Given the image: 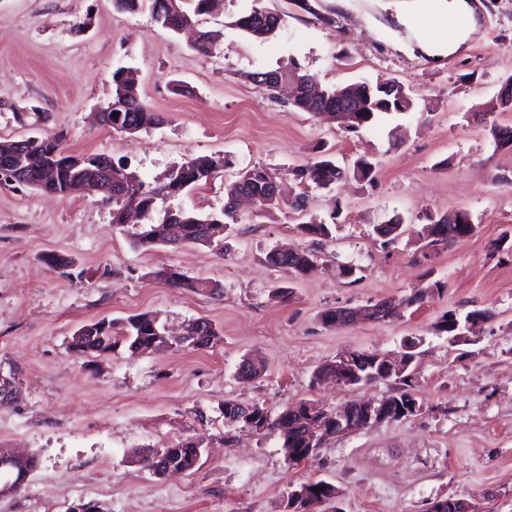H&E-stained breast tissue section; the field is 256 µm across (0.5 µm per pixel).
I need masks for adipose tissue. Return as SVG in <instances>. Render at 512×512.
I'll return each mask as SVG.
<instances>
[{"instance_id":"1","label":"adipose tissue","mask_w":512,"mask_h":512,"mask_svg":"<svg viewBox=\"0 0 512 512\" xmlns=\"http://www.w3.org/2000/svg\"><path fill=\"white\" fill-rule=\"evenodd\" d=\"M469 0H417L408 6L405 22L422 31L421 48L428 56L453 53L475 30Z\"/></svg>"}]
</instances>
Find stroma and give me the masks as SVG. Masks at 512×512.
Masks as SVG:
<instances>
[{
    "label": "stroma",
    "mask_w": 512,
    "mask_h": 512,
    "mask_svg": "<svg viewBox=\"0 0 512 512\" xmlns=\"http://www.w3.org/2000/svg\"><path fill=\"white\" fill-rule=\"evenodd\" d=\"M255 5L281 18L265 41L234 25ZM401 5L223 0L199 18L200 29L221 33L205 55L146 8L0 0V136L61 132L69 150L112 156L149 182L191 156L231 160L215 179L158 202L161 210H220L225 182L253 165L278 173L287 200L271 212L243 205L220 248H138L140 225H113L101 193L62 198L0 184V377L13 387L0 400V448L38 461L20 489L0 494V512H66L81 500L106 512H280L288 491L311 479L336 485L344 512H423L448 495L475 512H512V256L491 250L512 233V147H497L489 133L494 122L512 126V112L495 108L512 76V0H479L475 32L439 57L398 21ZM294 65L324 87L397 78L413 87V106L347 132L250 78ZM120 67L137 70L138 92L163 113L162 125L118 134L97 119ZM324 152L342 164L374 159L377 172L329 193L309 190V214L339 215L331 238L315 243L295 229L288 203L299 188L289 172ZM458 210L476 234L425 248L429 218ZM398 216L410 231L383 245L374 226ZM282 245L313 249L316 270L295 276L269 266L266 252ZM47 254L70 259L69 268L44 264ZM341 264L359 267L360 280L347 283ZM162 267L222 291L174 288L154 278ZM435 280L444 289L392 319L340 328L320 319L329 308L409 298ZM474 309L490 317L467 341L452 345L434 332L446 312ZM146 311L173 328L207 318L220 340L204 350L71 351L81 325ZM409 339L419 343L420 411L331 438L313 460L289 464L279 435L224 420L228 399L276 412L305 399L335 408L391 397V380L354 390L313 385V373L343 350L394 353ZM246 358L263 366L250 383L236 376ZM188 437L204 440L193 470L158 477L130 462L135 449Z\"/></svg>",
    "instance_id": "obj_1"
}]
</instances>
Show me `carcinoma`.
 I'll return each instance as SVG.
<instances>
[{"label": "carcinoma", "instance_id": "obj_1", "mask_svg": "<svg viewBox=\"0 0 512 512\" xmlns=\"http://www.w3.org/2000/svg\"><path fill=\"white\" fill-rule=\"evenodd\" d=\"M151 12L154 22L163 29L170 31L179 26L192 23V19L210 12V0H151ZM234 26L249 36L265 40L275 34L279 27V21L273 12L260 7H252L250 11L240 15ZM287 77V74L274 71H259L250 74V78L256 84L273 91L279 80ZM112 112L103 113L102 121L113 131H118L115 123L111 122V113L122 115L121 125L133 128V132L148 130L161 125L164 116L160 112L150 108L139 96L136 72L131 68H119L112 73ZM375 106L359 113V123L347 124L345 129L355 132L364 126H368L382 113L404 111L410 107L412 101H407L400 106L397 100L389 95L377 94L374 97ZM496 146L512 147V128L501 127L492 124L490 127ZM65 135L62 132L45 134L38 137L35 145L24 159L23 167L26 169V177L23 184L41 188L38 179L44 162L48 155L56 149L67 150L64 145ZM217 162L207 156L190 157L183 163L174 166L166 175V181L158 186L146 183L134 172L129 170L127 164L119 161L112 167V223L122 224L123 212L130 206L136 207L146 221L149 228L137 235L135 246H165L180 242L182 244L209 245L208 230L214 226L238 223L237 216L233 215L228 207L233 205L239 185L238 181L247 177L250 179V187L258 195L264 193L266 177L274 176L269 169L263 166H253L238 174L237 180L225 187L226 200L224 207L219 212L208 214H195L183 210L166 209L160 220H155L157 214V200L167 196H176L184 190L195 187L201 183H207L217 172ZM294 180L300 185L315 186L322 189H331L336 185L341 172L336 170V162L323 157L298 166L290 171ZM77 180V173L71 168L61 165L58 168L56 182L52 185L53 192L60 196H66L73 192ZM168 225L173 229V236L165 239H155L152 236V228L155 223ZM299 231L308 236L329 238L332 234V224L314 217L297 225ZM377 235L384 242L391 244L406 232L404 224L397 221L393 224H380L374 228ZM265 261L272 267L288 268L297 275H307L316 269L317 255L310 250H301L298 254H287L269 250L265 255ZM153 275L164 279L176 288L193 293L214 294L219 291V286L209 280L183 277L181 279L168 273V269L160 268ZM102 321L89 322L81 326L84 340L79 345L80 355H102L112 352L122 346L130 350H147L153 345L169 341L177 349L202 350L211 347L218 339L216 327L209 321H204L203 328L195 331V335L188 344H182L178 340L163 335V325L157 321V316L152 313H138L119 320L109 321V325L99 328ZM202 447V441L186 438L178 441L170 448L164 449L166 462L173 467L185 471L193 469L199 460L198 448ZM26 475L21 469H16L11 463L0 459V480L3 487L16 486Z\"/></svg>", "mask_w": 512, "mask_h": 512}]
</instances>
